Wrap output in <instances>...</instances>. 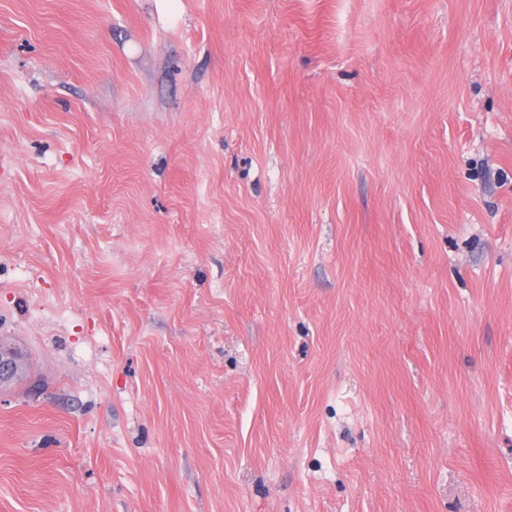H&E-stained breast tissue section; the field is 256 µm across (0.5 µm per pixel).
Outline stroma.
<instances>
[{"label":"stroma","mask_w":512,"mask_h":512,"mask_svg":"<svg viewBox=\"0 0 512 512\" xmlns=\"http://www.w3.org/2000/svg\"><path fill=\"white\" fill-rule=\"evenodd\" d=\"M0 512H512V0H0Z\"/></svg>","instance_id":"1"}]
</instances>
